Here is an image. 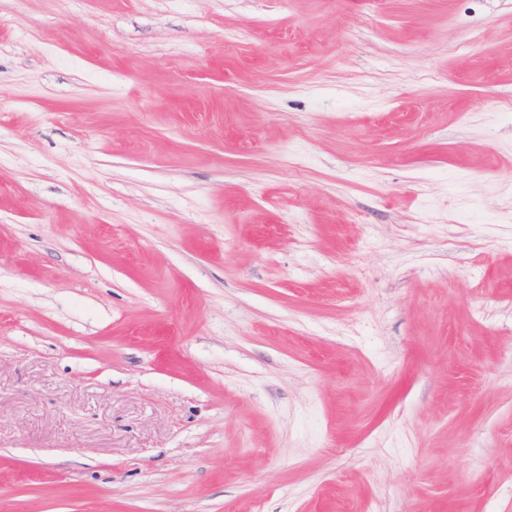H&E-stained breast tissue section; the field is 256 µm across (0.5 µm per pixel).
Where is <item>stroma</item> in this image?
I'll return each mask as SVG.
<instances>
[{"label":"stroma","instance_id":"obj_1","mask_svg":"<svg viewBox=\"0 0 512 512\" xmlns=\"http://www.w3.org/2000/svg\"><path fill=\"white\" fill-rule=\"evenodd\" d=\"M512 512V0H0V512Z\"/></svg>","mask_w":512,"mask_h":512}]
</instances>
